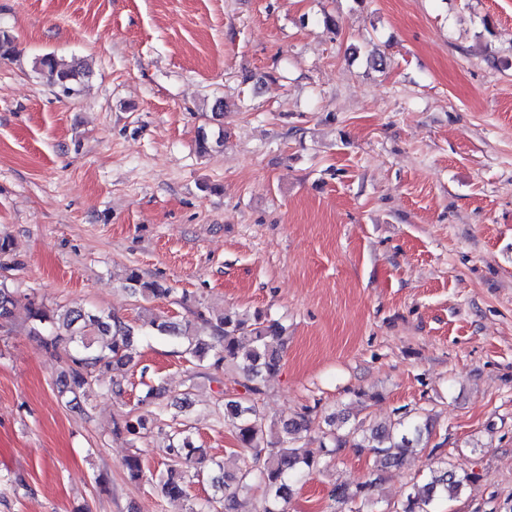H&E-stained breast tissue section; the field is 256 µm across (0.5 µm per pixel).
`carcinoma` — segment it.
Returning <instances> with one entry per match:
<instances>
[{
  "label": "carcinoma",
  "instance_id": "carcinoma-1",
  "mask_svg": "<svg viewBox=\"0 0 512 512\" xmlns=\"http://www.w3.org/2000/svg\"><path fill=\"white\" fill-rule=\"evenodd\" d=\"M39 71L64 94L75 91L84 75L80 65L52 53L36 61ZM224 145V128L213 130L201 126L197 131L199 152L206 154ZM124 288L145 300L162 299L171 295L165 281L147 279L137 268L125 271ZM23 308L29 333L39 338L43 348L64 361L57 380L58 393L75 405L79 394L86 392L98 375L136 362L138 357V328L110 312L96 311L82 306H47L34 298L20 304L17 291L6 277H0V320L14 318ZM152 333L171 342L177 353L187 362L215 371L234 368L243 375V386L251 397L224 402V422L235 434L238 447L247 452L237 474L224 472L221 462L215 463L212 486L224 498L225 512L236 509L237 491L256 482L265 489L261 512H287L292 495L293 478L304 471L312 472L323 465V458L334 456L348 448L372 459L378 471L397 466L403 458L420 447L423 436L430 433L429 422L417 415L403 414L396 420L369 428L358 426L348 432L336 428L335 420H325L328 429L322 432L319 452L304 448L302 441L312 429V420L304 414L282 425L270 419L257 405L253 396L261 392L266 377L280 368L281 351L269 341L282 338L286 328L271 320L262 311L251 315L224 311L206 314L199 311L196 319L173 321L161 316L149 321ZM147 429L142 416H129L114 429L117 435L137 436ZM167 450L173 465L155 476L161 493L172 500L184 497L182 476L176 466L193 462L199 448L190 435L179 432L169 437ZM475 480L458 475L446 468L431 475L424 484H413L406 501L394 512H434L433 504L439 498L453 499ZM371 485L361 483L355 488L336 486L331 497L340 505L370 500Z\"/></svg>",
  "mask_w": 512,
  "mask_h": 512
}]
</instances>
